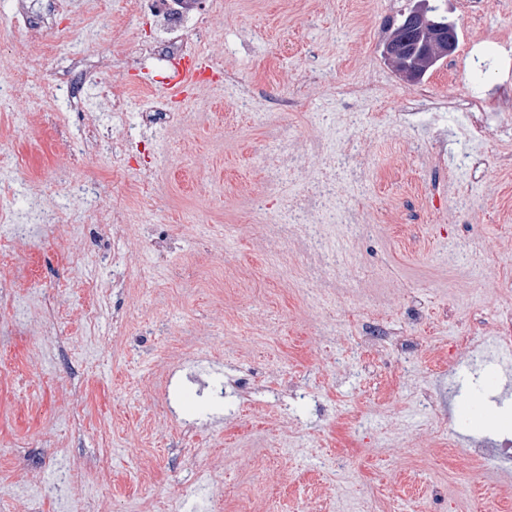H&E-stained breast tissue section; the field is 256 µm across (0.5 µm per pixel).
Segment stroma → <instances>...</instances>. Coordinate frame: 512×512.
Returning a JSON list of instances; mask_svg holds the SVG:
<instances>
[{"label":"stroma","instance_id":"obj_1","mask_svg":"<svg viewBox=\"0 0 512 512\" xmlns=\"http://www.w3.org/2000/svg\"><path fill=\"white\" fill-rule=\"evenodd\" d=\"M223 2L200 45L219 80L147 129L166 68L128 0L30 7L101 64L119 117L48 35L0 25V512H512V462L467 454L512 439L485 423L512 417L489 392L512 319V0H440L457 47L415 84L380 52L409 0ZM473 97L493 138L467 133ZM146 172L149 205L122 202ZM291 206L336 218L311 239L277 223ZM118 209L124 236L99 235ZM372 322L411 349H364Z\"/></svg>","mask_w":512,"mask_h":512}]
</instances>
